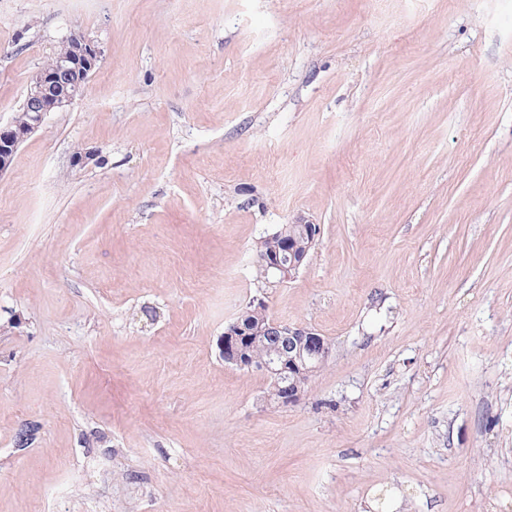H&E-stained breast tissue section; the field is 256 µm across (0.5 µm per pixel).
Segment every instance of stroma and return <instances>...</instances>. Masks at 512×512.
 <instances>
[{
  "label": "stroma",
  "mask_w": 512,
  "mask_h": 512,
  "mask_svg": "<svg viewBox=\"0 0 512 512\" xmlns=\"http://www.w3.org/2000/svg\"><path fill=\"white\" fill-rule=\"evenodd\" d=\"M78 34L0 175V512H512V0H0L1 123ZM256 299L298 405L222 357ZM73 43L77 56L84 60L86 70L82 71L75 78L71 77V88L69 90L63 88V86L55 88L59 73L71 74L75 70L69 65L73 58L63 57L68 56L72 52V41L68 39L62 43L53 55L54 57L50 58V62H52L57 57H60L57 59L56 64L52 68H38L29 78L26 99L39 97L42 100V107L37 112L34 123L29 125L32 123V117L35 115L34 111L38 107V102L36 101L23 105L7 124L2 125L0 123V175L9 170L19 145L42 126L45 117L50 112L63 110L76 100L89 74L99 61L100 49L91 38L84 35H76L73 36ZM16 125L23 130L15 128ZM28 125V130H25ZM261 241L268 242L270 247H264L267 250L258 255L257 275L259 278L268 279L269 275H272L271 269L280 277V280L284 281L294 277L303 266L307 257L306 251H299L298 246L291 239H288L287 246L280 232L269 234ZM276 241H279L277 246H275ZM256 306L250 305L243 314L247 320L254 321L268 319L264 327L248 328L241 319H236L224 329V336L220 346L224 355V362L239 369H256L263 372L269 381L279 389L278 397L274 402L287 406L298 404L305 395V388L297 379L312 374L319 365L327 362L330 356V347L324 338L315 329L306 326H289L270 318L265 311H256L249 317L250 311H255ZM270 318V319H269ZM248 336L254 342L268 341L274 356L267 359L268 351L261 344L246 343L243 349V357L240 353L230 348V344L240 337ZM290 374L294 380L284 386L290 380Z\"/></svg>",
  "instance_id": "obj_1"
}]
</instances>
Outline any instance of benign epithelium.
I'll return each instance as SVG.
<instances>
[{
  "mask_svg": "<svg viewBox=\"0 0 512 512\" xmlns=\"http://www.w3.org/2000/svg\"><path fill=\"white\" fill-rule=\"evenodd\" d=\"M77 56L83 58L86 70L71 79V88L56 87L60 73H72V58L60 57L51 68H38L28 81L26 98L39 97L42 107L37 112L34 123L28 129L16 128L15 121L0 124V175L7 172L19 145L43 124L45 117L71 105L80 95L89 74L100 58V49L95 42L84 35L73 37ZM270 247L258 255V260L267 269L273 270L280 280L294 277L303 266L307 253L298 250L293 240H284L281 233H272L263 238ZM258 342H269L274 355L258 364L253 363L230 348V344L240 337ZM224 362L239 369H256L279 389L276 403L282 406L299 403L305 388L297 379L312 374L319 365L327 362L330 347L315 329L306 326H289L269 319L265 326L251 329L237 319L224 329L220 342Z\"/></svg>",
  "mask_w": 512,
  "mask_h": 512,
  "instance_id": "obj_1",
  "label": "benign epithelium"
}]
</instances>
